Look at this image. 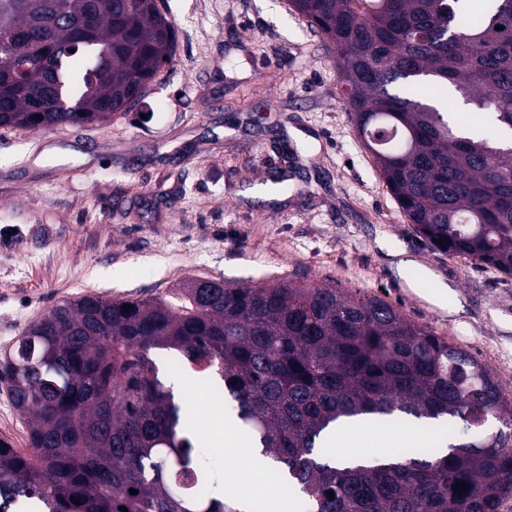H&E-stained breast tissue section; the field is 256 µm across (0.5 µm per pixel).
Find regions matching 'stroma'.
<instances>
[{"label": "stroma", "mask_w": 512, "mask_h": 512, "mask_svg": "<svg viewBox=\"0 0 512 512\" xmlns=\"http://www.w3.org/2000/svg\"><path fill=\"white\" fill-rule=\"evenodd\" d=\"M177 48L145 106L110 123L0 128V356L81 294L205 278L336 283L475 356L512 397V277L449 257L401 214L342 97L336 51L289 0H160ZM424 265L411 287L389 249ZM225 500L249 478L185 392Z\"/></svg>", "instance_id": "stroma-1"}]
</instances>
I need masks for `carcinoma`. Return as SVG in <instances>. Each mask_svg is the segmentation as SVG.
Listing matches in <instances>:
<instances>
[{
  "label": "carcinoma",
  "mask_w": 512,
  "mask_h": 512,
  "mask_svg": "<svg viewBox=\"0 0 512 512\" xmlns=\"http://www.w3.org/2000/svg\"><path fill=\"white\" fill-rule=\"evenodd\" d=\"M31 2L0 0V42L24 30L56 58L0 75L1 128L105 124L103 104L173 61L157 0H56L52 27ZM291 4L335 46L357 134L415 233L511 277L512 0ZM92 6L95 33L76 49L70 21ZM163 356L213 380L305 512H498L512 495V401L473 355L377 297L212 280L82 295L24 329L4 368L29 451L0 439V512H240L218 497ZM352 420L446 421L448 438L331 465L326 436ZM459 425L469 441L455 442Z\"/></svg>",
  "instance_id": "carcinoma-1"
}]
</instances>
